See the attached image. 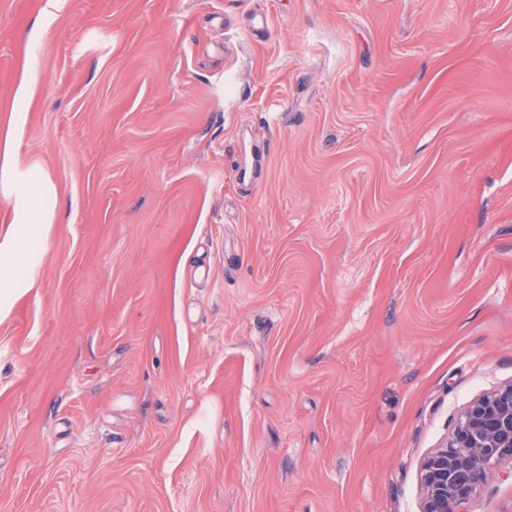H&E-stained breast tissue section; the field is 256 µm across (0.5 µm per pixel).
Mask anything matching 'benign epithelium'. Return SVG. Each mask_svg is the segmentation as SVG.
Here are the masks:
<instances>
[{
    "mask_svg": "<svg viewBox=\"0 0 512 512\" xmlns=\"http://www.w3.org/2000/svg\"><path fill=\"white\" fill-rule=\"evenodd\" d=\"M505 461L512 463V383L474 399L448 440L424 456L421 512H462Z\"/></svg>",
    "mask_w": 512,
    "mask_h": 512,
    "instance_id": "7a95c632",
    "label": "benign epithelium"
}]
</instances>
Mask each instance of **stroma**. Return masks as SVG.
Returning <instances> with one entry per match:
<instances>
[{"label":"stroma","instance_id":"1","mask_svg":"<svg viewBox=\"0 0 512 512\" xmlns=\"http://www.w3.org/2000/svg\"><path fill=\"white\" fill-rule=\"evenodd\" d=\"M7 155L0 512H420L512 382V0H0ZM14 168L3 164L0 178L9 183L7 198L12 204L14 224L22 230L19 238L0 242V285L9 281L14 287H33L38 267L39 252L31 241L43 237L47 224L51 223L55 209V189L47 177L31 173L14 176ZM2 256L11 259L9 265L2 263ZM23 261L19 262L18 258Z\"/></svg>","mask_w":512,"mask_h":512}]
</instances>
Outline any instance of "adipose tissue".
Here are the masks:
<instances>
[{
	"label": "adipose tissue",
	"instance_id": "1",
	"mask_svg": "<svg viewBox=\"0 0 512 512\" xmlns=\"http://www.w3.org/2000/svg\"><path fill=\"white\" fill-rule=\"evenodd\" d=\"M0 180L8 182L7 197L13 207L15 222L21 228L20 237L0 241V282L13 286H33L39 252L32 240L42 238L55 209V189L47 177L40 174L13 175L10 167L0 168Z\"/></svg>",
	"mask_w": 512,
	"mask_h": 512
}]
</instances>
